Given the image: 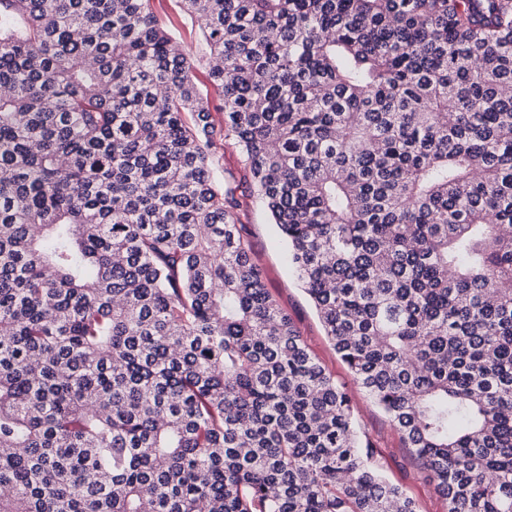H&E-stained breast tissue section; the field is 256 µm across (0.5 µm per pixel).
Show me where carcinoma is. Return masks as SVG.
Returning a JSON list of instances; mask_svg holds the SVG:
<instances>
[{
    "label": "carcinoma",
    "instance_id": "obj_1",
    "mask_svg": "<svg viewBox=\"0 0 512 512\" xmlns=\"http://www.w3.org/2000/svg\"><path fill=\"white\" fill-rule=\"evenodd\" d=\"M0 0V512H419L264 287L231 135L448 512H512V0ZM151 6L173 40L194 56L198 86L204 93L208 92L214 107L212 116L215 128L217 131L224 129V101L219 92L208 83L206 46L197 24L184 14L179 0H152Z\"/></svg>",
    "mask_w": 512,
    "mask_h": 512
}]
</instances>
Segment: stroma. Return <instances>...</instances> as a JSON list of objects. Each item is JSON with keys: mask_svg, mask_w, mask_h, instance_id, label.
I'll use <instances>...</instances> for the list:
<instances>
[{"mask_svg": "<svg viewBox=\"0 0 512 512\" xmlns=\"http://www.w3.org/2000/svg\"><path fill=\"white\" fill-rule=\"evenodd\" d=\"M151 6L173 40L193 55L197 83L201 90L207 92L213 106L214 125L216 129H223L224 102L207 80L206 46L197 24L184 14L179 0H151ZM228 173L234 174L240 185L238 218L242 224V236L261 271L267 290L292 319L310 351L351 395L356 424L369 438L382 473L416 501L420 512H447L448 504L435 481L416 464L387 415L353 383L347 365L336 353L312 302L288 266L285 245L254 192L240 148L230 136L223 142L214 176L220 181Z\"/></svg>", "mask_w": 512, "mask_h": 512, "instance_id": "obj_1", "label": "stroma"}]
</instances>
